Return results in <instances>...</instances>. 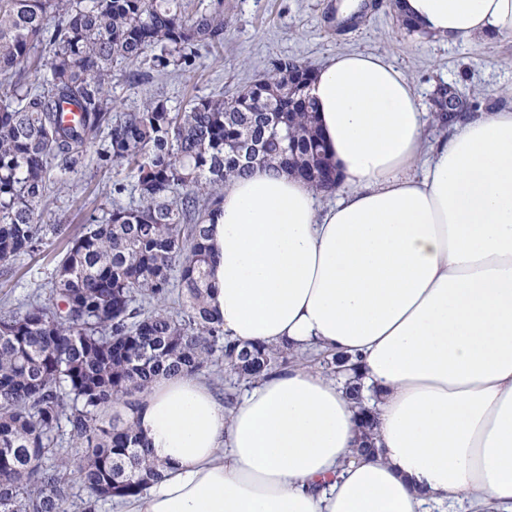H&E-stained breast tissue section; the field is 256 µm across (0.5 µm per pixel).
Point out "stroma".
I'll return each mask as SVG.
<instances>
[{
	"label": "stroma",
	"instance_id": "stroma-1",
	"mask_svg": "<svg viewBox=\"0 0 512 512\" xmlns=\"http://www.w3.org/2000/svg\"><path fill=\"white\" fill-rule=\"evenodd\" d=\"M224 44L195 50L192 66L166 69L151 64L112 66V99L119 112L142 108L150 99L171 109L213 95L235 96L281 58L319 69L336 54L351 50L386 56L413 82L418 101L431 110L435 87L446 83L481 111L512 106V36L451 43L409 33L390 0H223ZM108 147L98 137L83 168L68 177L67 186L50 193L41 206V221L67 218L72 226L101 220L113 207H130L137 194L112 193L114 180L134 185L127 165H101ZM63 249L49 239L39 251L19 257L8 277H0V315L22 311L36 295H47L48 283Z\"/></svg>",
	"mask_w": 512,
	"mask_h": 512
}]
</instances>
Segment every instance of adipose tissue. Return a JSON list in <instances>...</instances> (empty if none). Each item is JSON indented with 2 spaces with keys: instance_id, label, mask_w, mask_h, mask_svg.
Here are the masks:
<instances>
[{
  "instance_id": "obj_1",
  "label": "adipose tissue",
  "mask_w": 512,
  "mask_h": 512,
  "mask_svg": "<svg viewBox=\"0 0 512 512\" xmlns=\"http://www.w3.org/2000/svg\"><path fill=\"white\" fill-rule=\"evenodd\" d=\"M398 12L452 42L512 34V0ZM312 94L336 202L262 168L227 183L211 305L239 343L356 370L288 368L229 413L199 376H159L134 420L163 477L130 512H512V107L429 143L412 81L359 51Z\"/></svg>"
}]
</instances>
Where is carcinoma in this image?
Listing matches in <instances>:
<instances>
[{
    "label": "carcinoma",
    "mask_w": 512,
    "mask_h": 512,
    "mask_svg": "<svg viewBox=\"0 0 512 512\" xmlns=\"http://www.w3.org/2000/svg\"><path fill=\"white\" fill-rule=\"evenodd\" d=\"M185 2L0 0V276L49 233L67 244L50 301L0 318V512H65L76 489L84 512L142 495L162 470L130 412L158 376L217 368L255 381L293 361L286 348L224 337L210 305L208 224L224 183L257 163L318 193L335 188L316 102L290 86L311 82L313 69L278 60L231 98L112 111L114 61L164 69L224 43L220 8L189 18ZM65 104L80 112L73 125L60 120ZM103 133L105 161L136 170L139 204L76 234L38 223L50 186ZM173 294L175 312L165 307ZM64 428L79 447L71 455L55 448Z\"/></svg>",
    "instance_id": "obj_1"
}]
</instances>
